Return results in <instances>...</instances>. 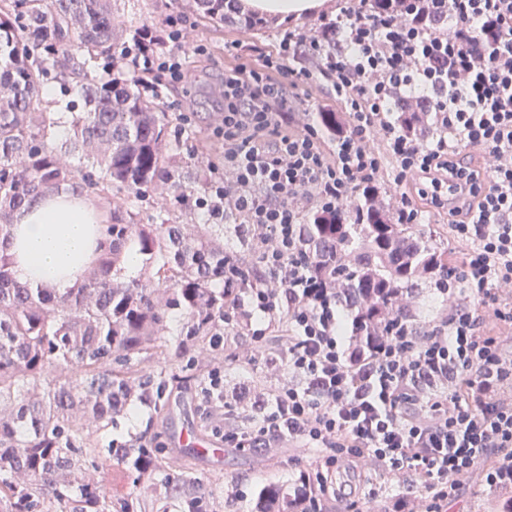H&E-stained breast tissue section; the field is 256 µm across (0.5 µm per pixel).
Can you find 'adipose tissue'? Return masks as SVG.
Here are the masks:
<instances>
[{"instance_id": "1", "label": "adipose tissue", "mask_w": 512, "mask_h": 512, "mask_svg": "<svg viewBox=\"0 0 512 512\" xmlns=\"http://www.w3.org/2000/svg\"><path fill=\"white\" fill-rule=\"evenodd\" d=\"M325 0H237L240 12L277 23L319 15ZM104 212L85 193L38 196L14 216L12 273L23 284L62 293L81 284L96 260Z\"/></svg>"}]
</instances>
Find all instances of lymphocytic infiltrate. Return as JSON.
Returning a JSON list of instances; mask_svg holds the SVG:
<instances>
[{
    "instance_id": "f902f5d3",
    "label": "lymphocytic infiltrate",
    "mask_w": 512,
    "mask_h": 512,
    "mask_svg": "<svg viewBox=\"0 0 512 512\" xmlns=\"http://www.w3.org/2000/svg\"><path fill=\"white\" fill-rule=\"evenodd\" d=\"M188 23L178 13L160 32L143 31L117 68L139 72L153 95L180 86L192 57L180 48ZM301 56L312 67H290ZM322 79L343 108L333 136L311 124L281 132L289 101ZM222 87L214 133L224 166L210 168L195 205L216 224L246 216L254 261L224 258V323L247 331L238 359L260 355L288 375L261 395L252 426L235 424L223 400L230 339L215 337L205 397L225 447L310 450L294 491L300 512L338 495L347 512H368L380 491L340 494L348 467L412 482L414 494L390 500V512H448L477 470L488 487L512 489V352L475 312L490 305L512 324V303L495 294L512 285V0H341L312 35L285 30L276 54L225 70ZM410 101L435 113L432 141L398 122ZM374 137L383 151L369 147ZM472 148L486 166L464 162ZM387 156L395 182L418 179L420 195L447 210L455 238L469 244L441 288L467 303L420 336L386 316V335L365 346L341 334L336 279L303 250L302 217L347 210L376 186ZM452 186L465 197L454 209ZM281 326L288 342L271 348L268 333Z\"/></svg>"
}]
</instances>
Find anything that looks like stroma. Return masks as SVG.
I'll list each match as a JSON object with an SVG mask.
<instances>
[{"label": "stroma", "mask_w": 512, "mask_h": 512, "mask_svg": "<svg viewBox=\"0 0 512 512\" xmlns=\"http://www.w3.org/2000/svg\"><path fill=\"white\" fill-rule=\"evenodd\" d=\"M177 10L174 0H117L115 16L123 27H155ZM189 22L191 27L183 43L184 51L192 52L196 43L201 42L207 45L209 57L205 63L191 67L186 75L185 87L191 93L186 109L173 107L167 98L162 104L168 114L172 151L184 162L189 173L184 186L190 194L198 186L197 173L206 172L208 163L222 160L221 140L214 134L219 119L214 109V89L225 68L241 61L258 63L264 56L274 54L284 27L269 21L258 30L241 25L217 27L204 23L195 14L190 16ZM230 43L238 44V57L225 55L224 47ZM47 86L55 95L44 101L43 110L53 113L60 127H68L74 108L83 103L80 84L52 78ZM379 186L389 206H396L404 193L416 199L425 215L426 230L448 246L453 263L461 262L468 250L467 244L454 239L446 211L432 207L428 200L419 197L416 181L397 184L391 171L387 170ZM282 377V372L267 369L264 363L248 364L231 357L224 371V386L229 390L240 387L266 391L277 385ZM201 388V383L197 382L172 391L164 422H156L144 413L117 418L112 427L113 438L129 440L146 430L157 433L164 455L191 459L199 484L205 486L218 478L224 487L236 490L237 495L233 498L225 495L204 497L200 512H254L259 492L271 482L281 485L285 492H292L300 471L311 462L303 450L231 448L221 461L212 462L197 456L192 449L175 446L174 436L184 426L208 437L213 434V428L201 410ZM191 499V494L173 479L164 486L142 493L139 512H188Z\"/></svg>", "instance_id": "stroma-1"}]
</instances>
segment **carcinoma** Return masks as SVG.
Returning a JSON list of instances; mask_svg holds the SVG:
<instances>
[{
    "label": "carcinoma",
    "mask_w": 512,
    "mask_h": 512,
    "mask_svg": "<svg viewBox=\"0 0 512 512\" xmlns=\"http://www.w3.org/2000/svg\"><path fill=\"white\" fill-rule=\"evenodd\" d=\"M186 8L213 24L225 21L224 0H190ZM112 0H0V512H137L141 466L153 480L170 479V459L137 439L110 440L114 419L139 406L164 413L167 385L192 353L212 351L224 330V225L172 224L142 217L144 187L173 189L185 199L181 166L169 153L167 115L135 79L98 84L86 64L114 60L126 40ZM83 60L75 59L73 43ZM81 83L84 110L72 113L69 138L39 111L50 72ZM403 130L434 134L431 112L404 106ZM64 186L104 198L108 219L96 263L77 288L50 293L17 282L11 272L14 214ZM317 264L336 265L338 301L353 313L357 336H377L384 314L413 325L403 297L436 283L451 264L448 251L414 224H400L380 189L360 193L347 214L315 213L303 225ZM144 268L122 276L129 254ZM187 322L169 331L168 313ZM169 369L152 370L159 353ZM41 382L32 399L24 386ZM92 418L110 460L130 482L121 497L83 481L94 456L74 414ZM23 472L28 480L19 483ZM256 512H295L276 484L264 487Z\"/></svg>",
    "instance_id": "1"
}]
</instances>
